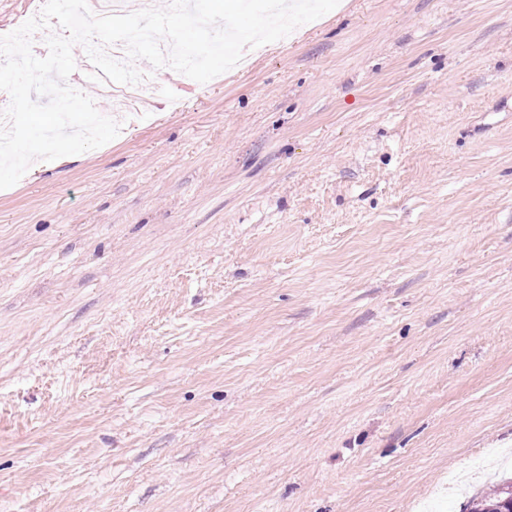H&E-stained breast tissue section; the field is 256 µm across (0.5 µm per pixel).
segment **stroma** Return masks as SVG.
<instances>
[{"instance_id": "obj_1", "label": "stroma", "mask_w": 512, "mask_h": 512, "mask_svg": "<svg viewBox=\"0 0 512 512\" xmlns=\"http://www.w3.org/2000/svg\"><path fill=\"white\" fill-rule=\"evenodd\" d=\"M0 190V512H465L512 448V0H340Z\"/></svg>"}]
</instances>
